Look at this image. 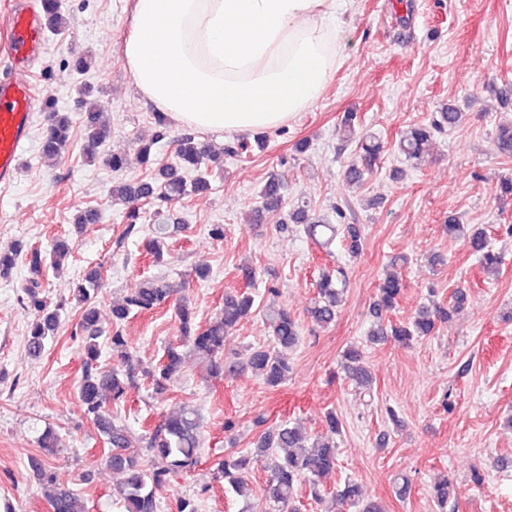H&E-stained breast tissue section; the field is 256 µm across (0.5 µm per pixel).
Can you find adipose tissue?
Masks as SVG:
<instances>
[{"label": "adipose tissue", "instance_id": "obj_1", "mask_svg": "<svg viewBox=\"0 0 512 512\" xmlns=\"http://www.w3.org/2000/svg\"><path fill=\"white\" fill-rule=\"evenodd\" d=\"M351 0H134L123 60L179 124L256 135L324 91Z\"/></svg>", "mask_w": 512, "mask_h": 512}]
</instances>
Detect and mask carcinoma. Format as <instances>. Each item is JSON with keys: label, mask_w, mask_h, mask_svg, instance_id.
<instances>
[{"label": "carcinoma", "mask_w": 512, "mask_h": 512, "mask_svg": "<svg viewBox=\"0 0 512 512\" xmlns=\"http://www.w3.org/2000/svg\"><path fill=\"white\" fill-rule=\"evenodd\" d=\"M42 7L53 31L63 32L68 28L59 0H42ZM461 119L462 112L456 106L450 104L442 108L436 112L430 124L413 126L400 135L398 153L408 162L422 159L429 151L435 133L456 129ZM155 120L158 131L154 139L138 145L141 164L153 170L154 176L134 184L118 182L112 186L113 196L131 203L125 213L126 236L135 232L140 219L139 209L134 203L167 202L201 194L210 187L213 165L247 148L243 143H235L224 147L223 153L215 154L195 134L185 133L178 141L176 162L159 166L154 145L164 136L167 119L164 113L158 112ZM357 125L356 113H344L339 126L344 142L355 139ZM85 129L88 147L92 150L102 145L109 136L95 100L87 106ZM69 130L67 116L56 112L51 115L41 137L44 159L57 160L69 142ZM494 149L500 155L512 156V123H502L497 127ZM380 152L381 145L375 137L367 134L360 136L357 159L347 168L346 180L350 183L361 181L364 174L377 165ZM283 201L284 186L272 173L260 188L256 213L260 216L265 212H275L281 208ZM290 219L295 224L305 225L311 237L336 236L337 225L328 218L315 215L305 205L293 210ZM344 231L348 252L353 256L359 254L364 240L360 228L347 224ZM169 235L168 224L161 222L152 228V237L146 241L145 250L155 260L163 257ZM466 244L472 253L478 255L484 271L491 274L499 272L502 256L489 245L484 232L477 230L470 233ZM69 252L68 241L64 238L54 240L48 252L35 247L25 250L20 244L9 252L0 251V279L12 274L20 255H25L27 261L30 277L23 286L19 302L23 308L33 311L36 317L29 325L26 337L28 353L33 357L43 354L49 341L57 336L61 324L62 306L52 308L48 305L42 293L43 276L49 268L61 269ZM101 282V273L95 269L85 273L73 289L74 299L80 307L77 327L82 333L83 351L78 399L84 414L108 445L105 464L122 475L124 512H159V492L169 484L171 477L190 471L200 461L203 447L201 415L194 405L182 402L153 428L135 439L124 425L115 422L107 404L118 406L125 401L129 387L141 374L151 378L155 394H166L170 380L181 369L186 351L205 360L213 375L224 374V341L230 331L252 313L254 297L247 292L225 294L224 306L219 314L208 325L201 326L195 321L187 297H177L178 289L159 277L146 278L131 290L122 303L112 306V331L107 334L99 325L100 312L95 304ZM346 283L347 272L344 268L333 266L322 270L316 284L317 296L308 310L314 322L329 325L335 321ZM403 288L402 277L396 272L386 274L379 284L373 307L376 322L369 333L371 342L391 337L408 346L419 338L432 336L438 323L448 320L450 309L461 306L464 300L463 294L458 292L449 305H423L408 323L388 327L382 321V314L395 307ZM166 306L174 309L180 339L165 347L155 369L140 371L130 362L122 324L132 315L151 313ZM264 319L270 342L247 349L242 366L250 369L266 385L277 387L288 380V352L299 344L300 327L288 310L280 306L266 308ZM103 344L112 351L113 364L110 366L100 362ZM343 358L346 378L362 387L368 385L362 351L350 348L344 352ZM36 441L39 447L49 452L58 447L57 433L48 423L38 430ZM28 465L32 474L44 485L45 497L52 512H86L84 503L73 489L55 484L44 458L32 456L28 459ZM261 465L269 473L264 488L265 512H287L295 492L304 483L308 484L312 497L317 499L321 496L317 478L336 469V445L317 436L308 437L295 426L281 424L259 434L254 449L225 454L224 459L216 463V478L224 480V487L243 493L247 490L249 477ZM449 485L445 477L433 486V499L442 509L450 499ZM338 496L350 506L356 507L360 503L359 488L351 481L344 483L343 488L338 490Z\"/></svg>", "instance_id": "carcinoma-1"}]
</instances>
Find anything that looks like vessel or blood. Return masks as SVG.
I'll list each match as a JSON object with an SVG mask.
<instances>
[{
	"mask_svg": "<svg viewBox=\"0 0 512 512\" xmlns=\"http://www.w3.org/2000/svg\"><path fill=\"white\" fill-rule=\"evenodd\" d=\"M12 40L7 61L13 77L0 82V187L11 186L17 177L29 130L42 103L32 96L24 63L40 55L46 46L45 26L39 13L15 8L11 15Z\"/></svg>",
	"mask_w": 512,
	"mask_h": 512,
	"instance_id": "vessel-or-blood-1",
	"label": "vessel or blood"
}]
</instances>
